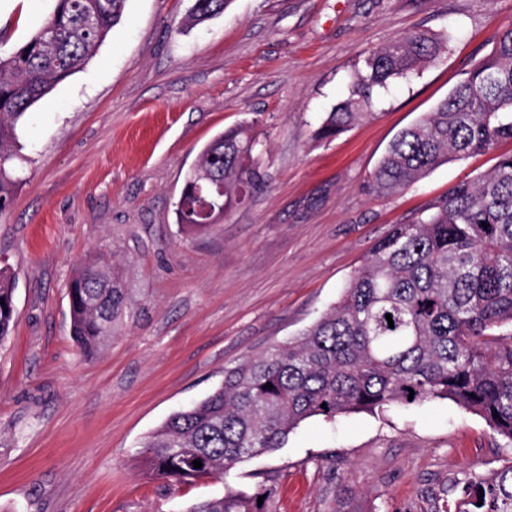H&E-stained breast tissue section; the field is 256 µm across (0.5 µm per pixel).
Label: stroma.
I'll return each instance as SVG.
<instances>
[{"instance_id": "stroma-1", "label": "stroma", "mask_w": 512, "mask_h": 512, "mask_svg": "<svg viewBox=\"0 0 512 512\" xmlns=\"http://www.w3.org/2000/svg\"><path fill=\"white\" fill-rule=\"evenodd\" d=\"M193 0H127L89 63L28 111L24 181L0 218L16 274L0 344V512H185L263 483L271 512H437L449 479L512 463V442L447 399L304 421L277 451L221 478L145 479L147 436L208 396L224 370L317 320L392 225L415 221L512 141L383 197L370 178L402 129L432 108L512 24V0H234L188 28ZM54 0H0V51ZM413 30L448 50L379 94L374 119L313 137L364 57ZM257 120L261 184L187 238L186 172L225 128ZM122 274L127 308L107 349L71 337L69 279L92 254Z\"/></svg>"}]
</instances>
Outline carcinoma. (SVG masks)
I'll return each mask as SVG.
<instances>
[{
    "instance_id": "carcinoma-1",
    "label": "carcinoma",
    "mask_w": 512,
    "mask_h": 512,
    "mask_svg": "<svg viewBox=\"0 0 512 512\" xmlns=\"http://www.w3.org/2000/svg\"><path fill=\"white\" fill-rule=\"evenodd\" d=\"M126 2L55 0L31 36L0 54L1 217L23 182L27 157L17 130L28 109L88 63L122 20ZM233 2L193 0L188 23L203 24ZM450 42L449 34L419 30L369 53L350 96L326 113L315 139L331 140L370 119L375 91L419 75ZM256 124L227 128L201 151L175 209L186 234L208 228L196 217L202 200L213 203L219 218L260 183ZM503 140H512V25L448 96L394 138L371 188L395 194ZM14 292L13 270L0 260V343L13 329ZM69 305L75 343L85 356L99 355L125 307L112 264L93 255L79 266ZM268 383L272 388H264ZM433 399L481 416L512 442V153L499 156L490 173L453 186L418 220L394 225L321 318L224 369L215 391L152 432L140 467L144 477L172 483L218 478L283 447L313 416L334 420ZM195 460L202 466L194 467ZM445 493L456 512H512V463L491 474L466 472L449 480ZM275 494L273 485L230 491L186 512H269Z\"/></svg>"
}]
</instances>
